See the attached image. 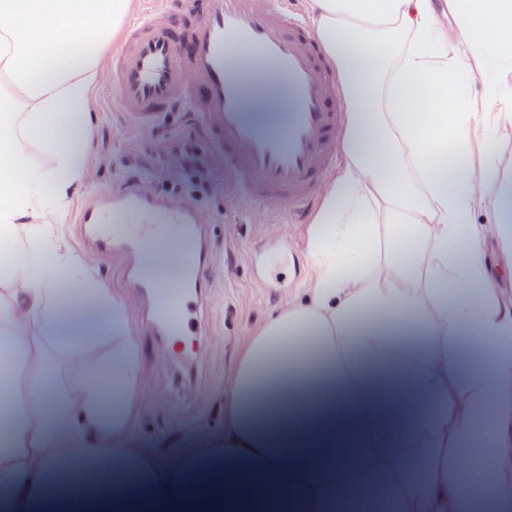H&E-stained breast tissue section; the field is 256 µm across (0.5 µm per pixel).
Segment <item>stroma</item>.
I'll use <instances>...</instances> for the list:
<instances>
[{
    "label": "stroma",
    "instance_id": "1",
    "mask_svg": "<svg viewBox=\"0 0 512 512\" xmlns=\"http://www.w3.org/2000/svg\"><path fill=\"white\" fill-rule=\"evenodd\" d=\"M112 53L108 46L101 54L103 79L87 142L89 163L71 205L79 207L90 193L111 190L133 176L141 178L146 195L160 192L193 202L207 223L213 284L190 334L191 374L181 373L162 337L151 335L135 317L130 321L142 367L154 385L140 411L136 436L150 448L175 444L191 453L224 427L228 378L247 338L309 280L307 241L313 218L298 221L287 209L271 210L238 196L195 113L176 112L154 126L122 112L114 101ZM489 78L500 82L505 98H512V60H502L472 72L455 106L463 112L484 111ZM61 236L100 282L128 300L130 312L143 310L142 298L124 287L117 258L82 246L72 224L63 226Z\"/></svg>",
    "mask_w": 512,
    "mask_h": 512
}]
</instances>
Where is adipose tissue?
Masks as SVG:
<instances>
[{
	"mask_svg": "<svg viewBox=\"0 0 512 512\" xmlns=\"http://www.w3.org/2000/svg\"><path fill=\"white\" fill-rule=\"evenodd\" d=\"M131 4L0 0V252L41 257L0 272V512L105 490L124 512H512V300L472 221L474 169L498 173L512 108L448 99L472 66L512 58V0H453V42L432 0H311L345 84V160L309 230L313 278L230 376L208 485L181 449L135 439L128 306L58 233L87 163L98 53ZM39 55L51 62L31 73ZM115 451L139 473L104 465Z\"/></svg>",
	"mask_w": 512,
	"mask_h": 512,
	"instance_id": "adipose-tissue-1",
	"label": "adipose tissue"
}]
</instances>
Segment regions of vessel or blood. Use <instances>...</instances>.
<instances>
[{
  "label": "vessel or blood",
  "mask_w": 512,
  "mask_h": 512,
  "mask_svg": "<svg viewBox=\"0 0 512 512\" xmlns=\"http://www.w3.org/2000/svg\"><path fill=\"white\" fill-rule=\"evenodd\" d=\"M158 10L172 23L146 12L128 23L112 56L120 109L151 124L183 108L196 112L240 192L275 209L291 202L293 215L304 216L331 167L341 115L329 97L336 70L309 41L304 18L287 0H159ZM262 67L288 94L287 121L275 129L244 109L247 80ZM139 186L130 177L117 191L90 195L72 222L84 243L122 255L125 285L146 302L145 328L183 336L188 304L202 305L211 286L200 225L194 208L144 197ZM150 246L182 256L178 279L153 277L140 265Z\"/></svg>",
  "instance_id": "b4317fda"
}]
</instances>
